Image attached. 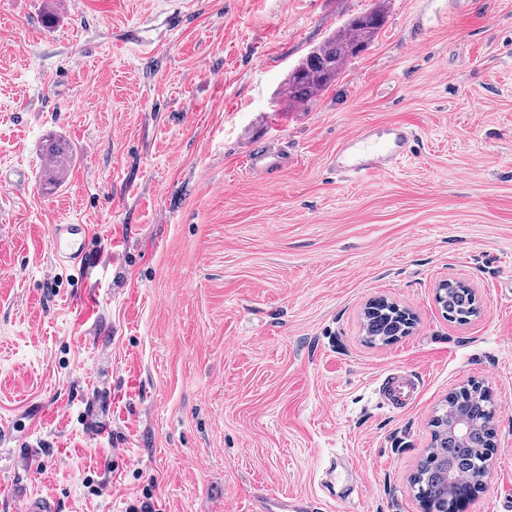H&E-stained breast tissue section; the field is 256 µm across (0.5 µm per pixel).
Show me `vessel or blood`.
Instances as JSON below:
<instances>
[{
  "label": "vessel or blood",
  "instance_id": "b4317fda",
  "mask_svg": "<svg viewBox=\"0 0 512 512\" xmlns=\"http://www.w3.org/2000/svg\"><path fill=\"white\" fill-rule=\"evenodd\" d=\"M412 140V130L403 125L391 124L380 130L368 126L340 139L330 166L337 175L366 184L373 176L400 164L410 152ZM288 163L287 150L265 140L254 145L247 160L254 173L266 178L280 177ZM49 244L58 262L83 266L90 244L89 227L52 225ZM377 391L382 404L397 408L410 403L416 387L404 375L389 372L383 375ZM301 506L298 500L263 494L258 498L257 512H299Z\"/></svg>",
  "mask_w": 512,
  "mask_h": 512
}]
</instances>
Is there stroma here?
Segmentation results:
<instances>
[{
    "label": "stroma",
    "instance_id": "stroma-1",
    "mask_svg": "<svg viewBox=\"0 0 512 512\" xmlns=\"http://www.w3.org/2000/svg\"><path fill=\"white\" fill-rule=\"evenodd\" d=\"M372 2L0 0V173L31 175L0 187V512H422L431 420L471 381L496 427L467 512H512V0H386L290 105L289 71ZM370 124L415 140L365 186L329 162ZM267 139L274 180L246 164ZM53 224L89 225L83 269ZM444 280L477 316L448 318ZM378 297L414 319L388 344L365 340ZM392 368L415 403L379 402ZM384 2L377 0L372 8L348 20L291 69L284 83L290 104H307L319 96L336 81L347 61L372 45L383 25ZM288 163V151L273 146L269 140L257 142L247 160L248 167L265 178L280 177L288 169ZM49 154L53 161L43 172L42 178V187L48 193L52 192L65 179L71 163L68 154L59 148L51 149ZM255 512H298L303 506L302 500H288L285 497L263 494L258 497Z\"/></svg>",
    "mask_w": 512,
    "mask_h": 512
}]
</instances>
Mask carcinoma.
I'll return each instance as SVG.
<instances>
[{
    "mask_svg": "<svg viewBox=\"0 0 512 512\" xmlns=\"http://www.w3.org/2000/svg\"><path fill=\"white\" fill-rule=\"evenodd\" d=\"M384 7V0H376L372 8L348 20L303 57L288 73L284 83L288 103L307 104L330 87L343 65L366 51L376 40L383 25ZM49 154L52 163L42 178V187L48 193L65 179L71 163L70 157L59 148L50 150ZM441 305L448 317L456 321H463L474 313L471 292L460 284L448 288ZM401 327L396 310L384 305L377 314L367 317L365 331L370 341L384 342L395 337ZM458 394L482 419L465 444L445 436L444 416L434 419L430 448L413 477L419 498L428 504L431 512H457L460 501L469 499L477 490L471 484H457L446 489L445 470L471 472L488 461L493 451L489 427L493 413L491 394L479 382L458 389Z\"/></svg>",
    "mask_w": 512,
    "mask_h": 512,
    "instance_id": "cac0c4a2",
    "label": "carcinoma"
}]
</instances>
